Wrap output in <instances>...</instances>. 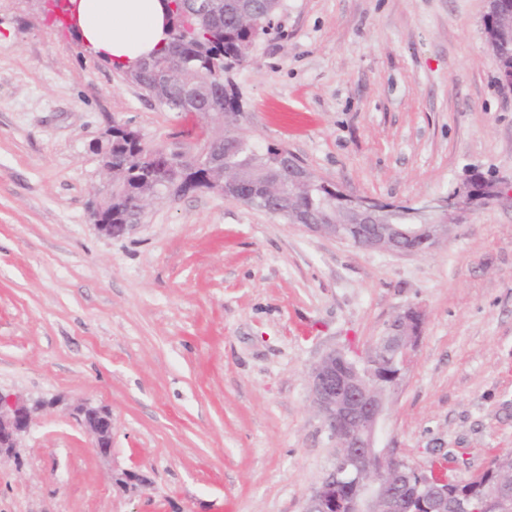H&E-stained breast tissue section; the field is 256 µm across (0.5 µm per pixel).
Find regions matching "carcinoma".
<instances>
[{
    "mask_svg": "<svg viewBox=\"0 0 512 512\" xmlns=\"http://www.w3.org/2000/svg\"><path fill=\"white\" fill-rule=\"evenodd\" d=\"M166 2L168 41L129 80L170 112H194L204 119L222 114L227 120L238 121L243 106L237 93L227 89L224 74L248 61L251 48L267 32L263 23L272 18L279 0H265L261 5L260 26L243 22L227 11L215 17L211 0ZM485 31L489 41L512 46V34L505 35L496 26L493 2ZM201 152L202 159L193 162L174 156L165 158L162 149L149 148L138 138L112 136V151L103 154L102 163L126 173L124 185L113 193L108 206L112 223L131 222L127 203L145 185L155 187L160 195L218 190L211 178L213 164L224 156V132L205 140ZM279 152V147L268 146L257 153L245 139L236 149L235 161L242 173L251 177L254 156H260L267 178ZM332 202H336V193L326 188H315L302 199L304 208L311 212L322 211Z\"/></svg>",
    "mask_w": 512,
    "mask_h": 512,
    "instance_id": "1",
    "label": "carcinoma"
}]
</instances>
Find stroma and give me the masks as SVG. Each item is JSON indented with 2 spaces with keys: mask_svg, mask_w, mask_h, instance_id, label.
<instances>
[{
  "mask_svg": "<svg viewBox=\"0 0 512 512\" xmlns=\"http://www.w3.org/2000/svg\"><path fill=\"white\" fill-rule=\"evenodd\" d=\"M489 0H281L228 75L239 130L351 196L403 206L467 174L512 181V87ZM115 125L163 149L222 120L170 112L90 54L49 0H0V388L58 399L0 512H302L336 451L309 373L397 315L421 336L377 443L459 482L512 450V198L423 255L313 234L216 191L167 195L111 237L93 211ZM111 410L99 457L68 409Z\"/></svg>",
  "mask_w": 512,
  "mask_h": 512,
  "instance_id": "1",
  "label": "stroma"
}]
</instances>
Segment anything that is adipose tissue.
<instances>
[{
    "instance_id": "obj_1",
    "label": "adipose tissue",
    "mask_w": 512,
    "mask_h": 512,
    "mask_svg": "<svg viewBox=\"0 0 512 512\" xmlns=\"http://www.w3.org/2000/svg\"><path fill=\"white\" fill-rule=\"evenodd\" d=\"M69 13L87 51L121 69L164 44L165 0H69Z\"/></svg>"
}]
</instances>
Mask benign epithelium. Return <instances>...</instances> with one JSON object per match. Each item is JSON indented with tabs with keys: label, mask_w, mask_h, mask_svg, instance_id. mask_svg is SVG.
Segmentation results:
<instances>
[{
	"label": "benign epithelium",
	"mask_w": 512,
	"mask_h": 512,
	"mask_svg": "<svg viewBox=\"0 0 512 512\" xmlns=\"http://www.w3.org/2000/svg\"><path fill=\"white\" fill-rule=\"evenodd\" d=\"M242 136L224 137V184L238 189V201L263 195L275 212L288 214V223L356 247L395 255L423 254L448 238V218L486 201L483 191L469 185L444 199L419 207L394 206L371 198H354L336 191L340 204L314 217L303 212V196L319 180L288 151L281 153L274 183L244 179L233 164V147ZM99 204L94 224L118 236L131 224L101 219ZM423 315L411 307L397 316L383 336L359 361L342 350H331L310 372L312 403L335 442L334 461L312 488L303 512H476L469 496L448 491V483L402 458L395 448L377 446L376 434L388 393L398 384L402 368L414 349ZM55 404L44 398H24L0 390V457H16L20 439L34 416ZM73 415L91 437L99 456L112 452V412L88 404L73 408ZM491 512H512V486L494 481L482 495Z\"/></svg>",
	"instance_id": "benign-epithelium-1"
}]
</instances>
